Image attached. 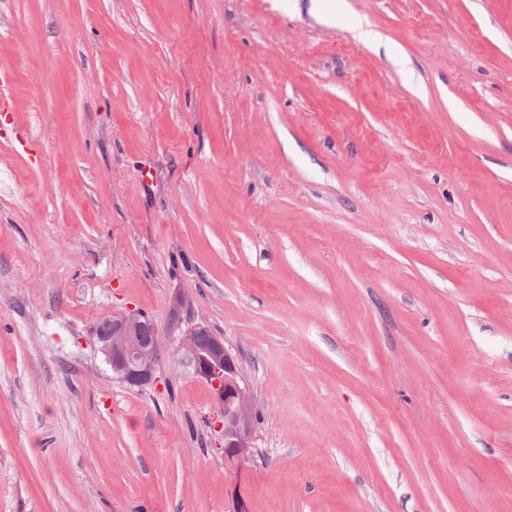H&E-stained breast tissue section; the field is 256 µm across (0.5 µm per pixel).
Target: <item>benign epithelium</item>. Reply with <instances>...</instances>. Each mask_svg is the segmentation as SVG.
Instances as JSON below:
<instances>
[{
	"mask_svg": "<svg viewBox=\"0 0 512 512\" xmlns=\"http://www.w3.org/2000/svg\"><path fill=\"white\" fill-rule=\"evenodd\" d=\"M107 336L94 333V342L105 356L113 374L132 387H144L158 379L161 339L154 322L143 313L128 310L108 318ZM153 340L145 341V334ZM208 336L203 345L199 337ZM177 351L187 361L193 374L212 389L220 409L233 411L236 440L224 449V457L243 467L251 457L255 401L240 367L224 346V340L210 334L204 322L197 323L180 336Z\"/></svg>",
	"mask_w": 512,
	"mask_h": 512,
	"instance_id": "benign-epithelium-1",
	"label": "benign epithelium"
}]
</instances>
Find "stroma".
<instances>
[{"label":"stroma","instance_id":"1","mask_svg":"<svg viewBox=\"0 0 512 512\" xmlns=\"http://www.w3.org/2000/svg\"><path fill=\"white\" fill-rule=\"evenodd\" d=\"M0 70V512H512V0H0ZM110 332L101 336L94 331V342L105 356L113 374L132 387L154 384L157 379L161 339L154 322L142 312L128 310L108 319ZM146 333L152 341L142 339ZM145 336L150 339L151 336ZM199 336L205 345L199 342ZM177 351L187 361L193 374L211 387L223 415L224 409L233 411L236 440L231 446L225 445L224 457L242 468L252 452L255 401L237 361L225 348L224 340L213 336L202 321L180 336Z\"/></svg>","mask_w":512,"mask_h":512}]
</instances>
